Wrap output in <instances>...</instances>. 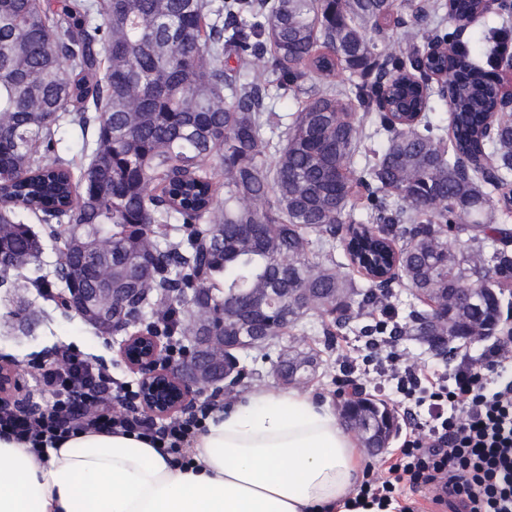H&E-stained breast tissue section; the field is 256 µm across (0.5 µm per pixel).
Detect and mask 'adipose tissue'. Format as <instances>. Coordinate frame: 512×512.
I'll return each instance as SVG.
<instances>
[{
  "mask_svg": "<svg viewBox=\"0 0 512 512\" xmlns=\"http://www.w3.org/2000/svg\"><path fill=\"white\" fill-rule=\"evenodd\" d=\"M365 458L328 403L258 389L211 415L187 462L89 432L36 455L0 435V512H393L356 505Z\"/></svg>",
  "mask_w": 512,
  "mask_h": 512,
  "instance_id": "1",
  "label": "adipose tissue"
}]
</instances>
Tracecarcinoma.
<instances>
[{
	"label": "carcinoma",
	"instance_id": "1",
	"mask_svg": "<svg viewBox=\"0 0 512 512\" xmlns=\"http://www.w3.org/2000/svg\"><path fill=\"white\" fill-rule=\"evenodd\" d=\"M395 0H0V278L29 286L139 288L158 336H207L194 310L166 288L217 290L224 300V343L286 336L314 310L324 343L354 319V308L382 302L402 282L427 309L411 314L428 348L448 352V337L475 326L492 336L504 287L512 283V231L482 220L512 173V124L488 128L498 104L479 61L496 48L458 47L448 95L449 142L424 122L432 111L429 72L444 65L423 52L379 48L376 35ZM456 26L479 13L512 12V2L436 0ZM273 52L281 89L309 75L348 73L350 91H307L277 136L263 120L266 86L224 64L235 52ZM375 115L385 141L374 164L357 160L356 114ZM67 125L81 140L80 161L54 155ZM221 155L224 173L206 166ZM274 157L268 163V156ZM368 191L358 222L347 208ZM403 207L389 209L377 193ZM35 218L65 227L63 272L43 273ZM405 243L398 247L396 239ZM366 285L336 272L335 243ZM324 256L306 258L310 244ZM245 288L288 297L247 310ZM472 289L464 309L445 305ZM274 370L283 385L306 382L319 354L286 349ZM351 416L367 448L386 447L395 417L357 395Z\"/></svg>",
	"mask_w": 512,
	"mask_h": 512
}]
</instances>
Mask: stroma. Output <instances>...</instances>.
Masks as SVG:
<instances>
[{
	"label": "stroma",
	"instance_id": "1",
	"mask_svg": "<svg viewBox=\"0 0 512 512\" xmlns=\"http://www.w3.org/2000/svg\"><path fill=\"white\" fill-rule=\"evenodd\" d=\"M36 297L37 293L32 289L0 288V358L15 361L22 392L31 401L44 404L49 397L41 393L36 377L27 374V366L67 345L87 354L92 362L106 365L114 380L132 387L138 385L139 374L132 372L119 356V338L95 333L91 326L76 315L65 313L57 304L43 303V312L30 334H18L12 327L11 313L18 301L33 300ZM372 322L371 310H362L349 328L335 336L327 348L323 347L318 337L304 335L301 328L289 329L288 334L294 345L302 349L313 347L321 352L322 361L313 380L305 384V391L336 408L344 397L346 382L352 381L359 389L371 394L399 415L406 401L398 392L396 381L377 373L378 367L385 363L388 355H396L399 368L428 367L445 376L461 358L478 360L490 345L486 339L469 345L457 341L451 344L447 355L438 356L415 337L404 332L390 340L372 341L365 332L366 326ZM278 352V346L274 345L241 355L240 364L249 371L247 378L241 379L233 390L218 396L209 391L204 392L203 400L218 399L221 408L227 409L240 403L254 390L277 387L278 381L273 374L272 364Z\"/></svg>",
	"mask_w": 512,
	"mask_h": 512
}]
</instances>
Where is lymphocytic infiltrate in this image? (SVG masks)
<instances>
[{"label":"lymphocytic infiltrate","instance_id":"obj_1","mask_svg":"<svg viewBox=\"0 0 512 512\" xmlns=\"http://www.w3.org/2000/svg\"><path fill=\"white\" fill-rule=\"evenodd\" d=\"M512 336L495 343L479 362L460 363L450 378L406 371L416 406L431 419L406 435L385 476L366 469L362 495L382 501L402 487L424 490L445 512H512ZM51 403L37 415L0 412V433L34 452L87 432L132 434L181 453L194 443L199 415L153 422L135 410L137 393L113 385L89 357L65 347L37 362Z\"/></svg>","mask_w":512,"mask_h":512}]
</instances>
